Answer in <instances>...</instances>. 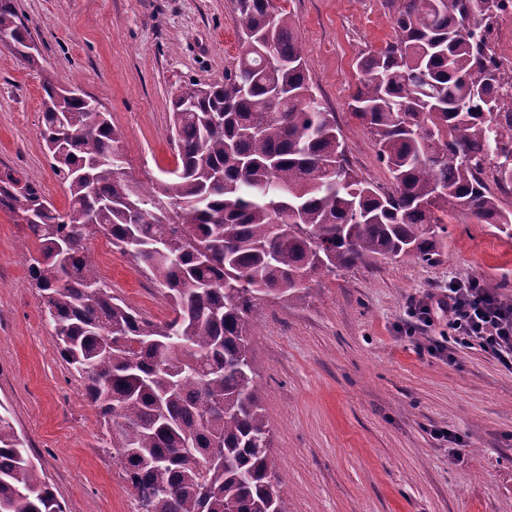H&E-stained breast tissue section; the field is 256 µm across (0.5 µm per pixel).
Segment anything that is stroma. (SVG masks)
Returning <instances> with one entry per match:
<instances>
[{
  "label": "stroma",
  "mask_w": 512,
  "mask_h": 512,
  "mask_svg": "<svg viewBox=\"0 0 512 512\" xmlns=\"http://www.w3.org/2000/svg\"><path fill=\"white\" fill-rule=\"evenodd\" d=\"M290 11L313 91L335 112L348 156L389 186L373 139L348 103L356 56L394 34L389 0H275ZM38 42L37 65L0 48V168L40 184L59 211L69 196L39 136L44 77L96 99L122 133L136 180L174 168L171 102L183 86L223 80L241 51L232 0H15ZM434 263L355 265L310 284L296 305L263 302L251 335L274 469L288 512H512V366L448 340L432 318L407 335L414 306L450 279L512 295L506 230L445 215ZM35 243L0 212V404L66 512H137L109 434L60 358L21 257ZM114 295L153 319L170 306L128 256L88 244Z\"/></svg>",
  "instance_id": "1"
}]
</instances>
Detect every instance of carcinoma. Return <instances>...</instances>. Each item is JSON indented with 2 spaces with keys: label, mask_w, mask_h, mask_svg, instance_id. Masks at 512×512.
Returning <instances> with one entry per match:
<instances>
[{
  "label": "carcinoma",
  "mask_w": 512,
  "mask_h": 512,
  "mask_svg": "<svg viewBox=\"0 0 512 512\" xmlns=\"http://www.w3.org/2000/svg\"><path fill=\"white\" fill-rule=\"evenodd\" d=\"M234 2L241 54L224 81L174 99L176 166L163 179H128L112 162L121 135L108 113L56 97L49 78L40 136L53 144L70 115V141L50 150L68 211L0 169V211L36 213V254L22 262L139 512H287L250 350L261 302H300L314 278L357 264H430L439 214L504 223L487 162L512 185V74L488 43L512 0H391L396 38L358 54L350 103L387 188L351 166L292 13ZM1 35H29L14 0H0ZM99 234L162 288L170 318L112 294L88 254ZM0 512H65L1 412Z\"/></svg>",
  "instance_id": "carcinoma-1"
}]
</instances>
